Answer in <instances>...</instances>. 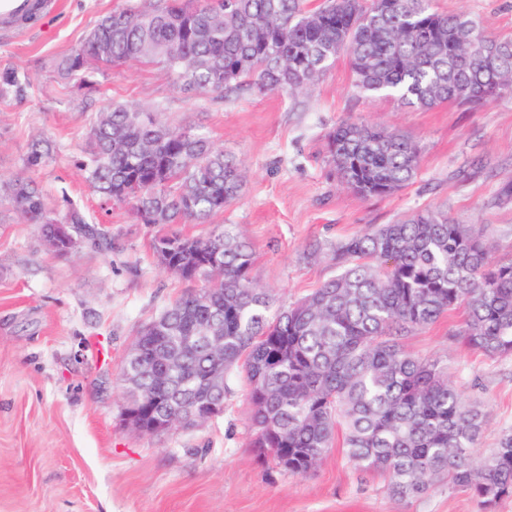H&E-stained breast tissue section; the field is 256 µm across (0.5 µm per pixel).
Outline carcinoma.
<instances>
[{
  "label": "carcinoma",
  "mask_w": 512,
  "mask_h": 512,
  "mask_svg": "<svg viewBox=\"0 0 512 512\" xmlns=\"http://www.w3.org/2000/svg\"><path fill=\"white\" fill-rule=\"evenodd\" d=\"M355 83L406 106L478 103L512 91V39L490 35L465 14L439 13L431 0H146L103 15L83 44L57 66L86 82L101 65L156 63L183 87L224 96L242 84L262 92L309 87L340 55ZM53 146L31 144L26 169ZM329 161L341 184L382 196L410 182L417 144L398 130L347 118L329 133ZM78 169L105 202L126 204L143 224H202L239 196L240 165L192 127L155 112L109 105L98 113ZM9 190L21 218L52 221L29 178ZM76 243L111 240L95 218L69 204ZM156 254L203 287L167 306L135 340L119 380L141 433L155 436L162 413L202 406V382L227 389L242 367L254 447L288 456L305 475L342 440L348 461L380 474L401 499L442 483L472 491L487 512L512 496V429L476 453L485 417L464 401L436 360L405 349L402 338L452 312L470 347L512 356V260L494 264L483 232L436 210L350 237L332 254L337 274L302 300L271 312L270 294L250 278L249 243L223 230L204 238L166 233ZM165 361L154 357L157 349Z\"/></svg>",
  "instance_id": "cac0c4a2"
}]
</instances>
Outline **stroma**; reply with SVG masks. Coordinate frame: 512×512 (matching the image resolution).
Segmentation results:
<instances>
[{
  "label": "stroma",
  "mask_w": 512,
  "mask_h": 512,
  "mask_svg": "<svg viewBox=\"0 0 512 512\" xmlns=\"http://www.w3.org/2000/svg\"><path fill=\"white\" fill-rule=\"evenodd\" d=\"M131 0H59L28 28L0 24V512H482L466 490L437 486L392 496L383 477L354 469L332 448L296 475L252 446L241 371L227 380L224 411L189 429L148 436L124 426L118 375L140 329L192 282L159 267V225L129 206H105L76 161L97 112L126 104L170 124L202 129L239 159V198L207 224L176 230L205 237L228 228L250 243L252 280L288 306L334 275L333 248L358 232L414 211L439 209L481 228L491 259L512 260V93L474 104L408 108L354 85L346 57L292 95L252 87L202 96L173 84L159 65L127 63L62 79L56 64L98 19ZM489 33L512 37V0H432ZM401 130L418 144L415 178L382 197L342 185L327 160V135L346 118ZM53 157L30 171L32 141ZM29 174L48 215L68 203L96 216L111 250L86 243L60 256L39 225L22 220L8 190ZM319 245L309 256L310 245ZM460 314L413 330L407 350L439 361L464 400L485 415L480 446L512 428V357L490 359L460 334Z\"/></svg>",
  "instance_id": "35a3bbf8"
}]
</instances>
